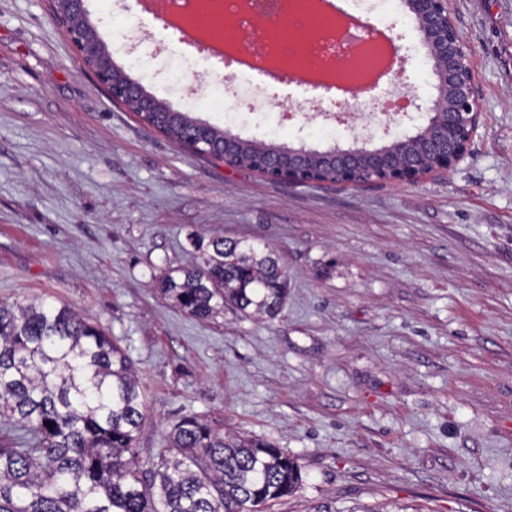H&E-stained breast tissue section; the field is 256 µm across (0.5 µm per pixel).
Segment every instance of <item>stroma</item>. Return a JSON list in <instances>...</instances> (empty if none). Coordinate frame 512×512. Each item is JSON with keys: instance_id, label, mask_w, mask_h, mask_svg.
<instances>
[{"instance_id": "35a3bbf8", "label": "stroma", "mask_w": 512, "mask_h": 512, "mask_svg": "<svg viewBox=\"0 0 512 512\" xmlns=\"http://www.w3.org/2000/svg\"><path fill=\"white\" fill-rule=\"evenodd\" d=\"M404 32L412 88L428 65L404 0H340ZM479 91L469 155L412 184L273 182L179 148L112 102L48 0H0V302L79 310L118 340L146 396L140 455L182 416L273 442L303 483L266 512H512V0H448ZM115 63L174 110L242 138L380 147L411 121L366 105L345 123L309 90L193 73L136 0H88ZM199 232L266 246L288 275L274 319L199 321L154 285Z\"/></svg>"}]
</instances>
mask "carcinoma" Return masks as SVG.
Wrapping results in <instances>:
<instances>
[{
    "instance_id": "carcinoma-1",
    "label": "carcinoma",
    "mask_w": 512,
    "mask_h": 512,
    "mask_svg": "<svg viewBox=\"0 0 512 512\" xmlns=\"http://www.w3.org/2000/svg\"><path fill=\"white\" fill-rule=\"evenodd\" d=\"M200 261L159 281L175 306L210 320L226 306L275 317L287 275L273 250L213 236ZM146 401L118 341L77 311L0 302V512H262L302 482L272 443L185 416L171 455L142 459Z\"/></svg>"
}]
</instances>
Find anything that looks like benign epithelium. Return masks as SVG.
Instances as JSON below:
<instances>
[{
    "mask_svg": "<svg viewBox=\"0 0 512 512\" xmlns=\"http://www.w3.org/2000/svg\"><path fill=\"white\" fill-rule=\"evenodd\" d=\"M51 13L83 66L103 86L112 100L144 119L167 112L174 124L188 128V136L171 134L173 141L193 150L216 148L222 160L240 137L218 131L172 110L138 81L129 77L112 59L107 45L88 19L85 0H50ZM425 58L431 63L434 93L413 103L425 114L424 123L407 136H399L376 149L307 151L253 142L263 158L260 176L277 182L316 184L331 180L360 187L374 182L415 183L436 170H451L470 152L480 124L478 91L471 68V49L463 40L448 10V0H405Z\"/></svg>",
    "mask_w": 512,
    "mask_h": 512,
    "instance_id": "1",
    "label": "benign epithelium"
}]
</instances>
